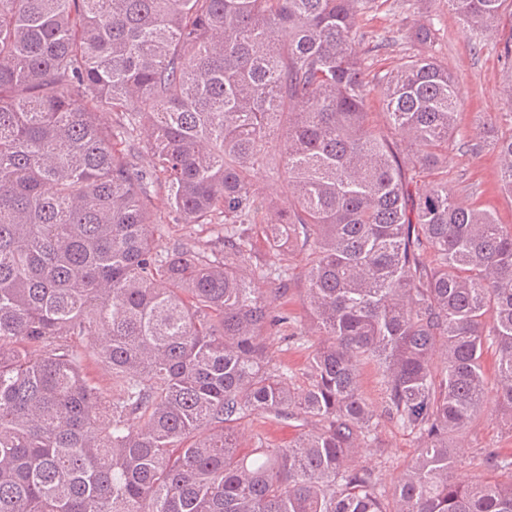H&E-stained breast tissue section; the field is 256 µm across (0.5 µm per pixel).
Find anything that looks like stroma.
<instances>
[{
  "mask_svg": "<svg viewBox=\"0 0 512 512\" xmlns=\"http://www.w3.org/2000/svg\"><path fill=\"white\" fill-rule=\"evenodd\" d=\"M432 19L438 31L434 54L454 73L462 94L457 115L461 132H471L481 117L491 118L499 134L512 133V100L504 93L507 69L500 48L512 37V6H506L499 25L476 31L449 11L446 0H369L361 26L370 35L388 38L389 44L372 60L373 70L391 69L414 50L409 37L420 18ZM448 185L457 202L477 206L494 213L498 223L512 224V196L500 187V167L496 152L485 149L473 153L458 146L448 154ZM301 431L296 421L270 422L255 418L240 426L242 444L284 448ZM381 449L365 448V462L379 470L387 489H394L400 473L415 456V436L400 428L384 425ZM469 454L451 472L456 481L477 475L473 455L482 448H512V430L508 429L496 405H489L481 421L463 436Z\"/></svg>",
  "mask_w": 512,
  "mask_h": 512,
  "instance_id": "1",
  "label": "stroma"
}]
</instances>
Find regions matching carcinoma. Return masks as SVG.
I'll return each instance as SVG.
<instances>
[{
	"label": "carcinoma",
	"mask_w": 512,
	"mask_h": 512,
	"mask_svg": "<svg viewBox=\"0 0 512 512\" xmlns=\"http://www.w3.org/2000/svg\"><path fill=\"white\" fill-rule=\"evenodd\" d=\"M364 6L0 0V512H512V448L479 453L507 481L449 476L489 398L512 430V225L421 181L490 146L512 194V135L457 129L428 20L369 76ZM168 217L223 247H161ZM272 336L315 337L305 384ZM253 417L312 429L243 452ZM384 421L419 439L390 502L359 460Z\"/></svg>",
	"instance_id": "cac0c4a2"
}]
</instances>
